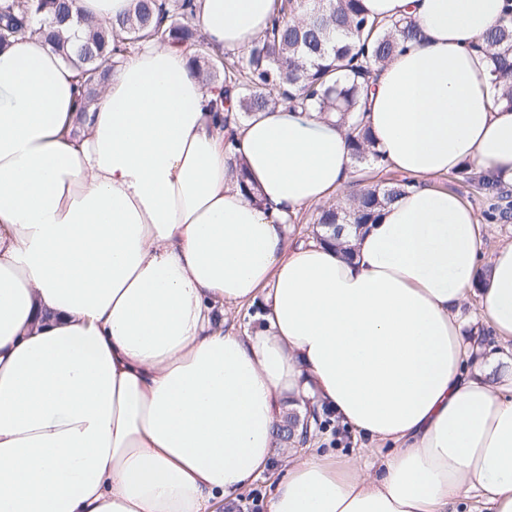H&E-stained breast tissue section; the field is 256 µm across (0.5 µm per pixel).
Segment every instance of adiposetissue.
Returning a JSON list of instances; mask_svg holds the SVG:
<instances>
[{
    "label": "adipose tissue",
    "mask_w": 512,
    "mask_h": 512,
    "mask_svg": "<svg viewBox=\"0 0 512 512\" xmlns=\"http://www.w3.org/2000/svg\"><path fill=\"white\" fill-rule=\"evenodd\" d=\"M363 2L421 32L362 114L415 185L337 241L285 222L361 186L336 113L279 105L225 131L161 42L82 112L47 44L0 49V512H216L308 401L394 451L296 457L267 512H512V376L493 379L461 313L478 288L480 323L512 343V243L483 259L476 212L432 185L466 166L512 189V104L474 48L508 4ZM196 5L211 46L239 52L274 0ZM256 303L258 328L228 327Z\"/></svg>",
    "instance_id": "ef3b65f1"
}]
</instances>
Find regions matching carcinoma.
Listing matches in <instances>:
<instances>
[{"mask_svg": "<svg viewBox=\"0 0 512 512\" xmlns=\"http://www.w3.org/2000/svg\"><path fill=\"white\" fill-rule=\"evenodd\" d=\"M293 0H275L270 27L244 55L212 56L198 29L195 0H133V8L104 26L74 10V0H0V46L30 37L44 39L63 61L80 69L86 105L94 103L116 65V54H127L149 41H172L191 52L200 75L221 84L212 102L226 111L224 127L275 106L292 108L314 102L322 112H336L349 122L348 149L357 164L378 165L369 131L355 119L361 97L375 67L409 43L421 40L407 19L387 22L370 19L361 0H308L298 17ZM477 48L491 62L488 79L504 83L503 96L512 103V20L483 36ZM455 179L482 194L488 224L512 219L509 194L463 167ZM411 181L399 179L384 186L360 188L347 208L332 205L319 212L316 225L337 237L342 225L354 230L372 223L386 204L402 194ZM299 416L290 412L277 425L281 445L293 446L291 425Z\"/></svg>", "mask_w": 512, "mask_h": 512, "instance_id": "obj_1", "label": "carcinoma"}]
</instances>
